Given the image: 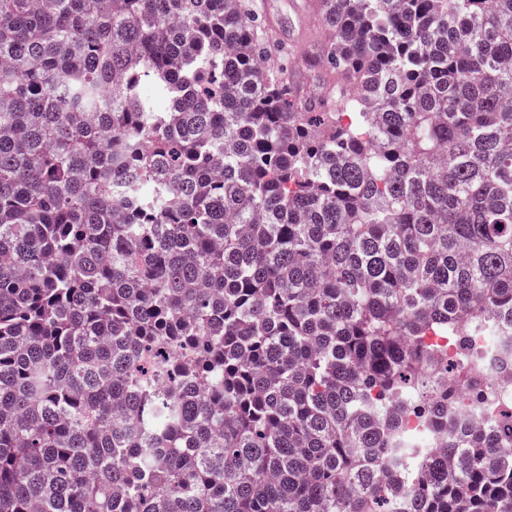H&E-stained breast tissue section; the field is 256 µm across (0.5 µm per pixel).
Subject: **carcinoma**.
<instances>
[{
	"label": "carcinoma",
	"mask_w": 512,
	"mask_h": 512,
	"mask_svg": "<svg viewBox=\"0 0 512 512\" xmlns=\"http://www.w3.org/2000/svg\"><path fill=\"white\" fill-rule=\"evenodd\" d=\"M0 0V512H512V0ZM268 25L290 50H296L294 62L304 92H313L315 84L303 68L307 59L319 54L318 18L304 9L305 0H258ZM457 341L448 346V363L464 357L467 346L472 353L482 355L490 364L486 381L498 408L512 409V369H498L496 361L504 347L512 343V336H454Z\"/></svg>",
	"instance_id": "cac0c4a2"
}]
</instances>
